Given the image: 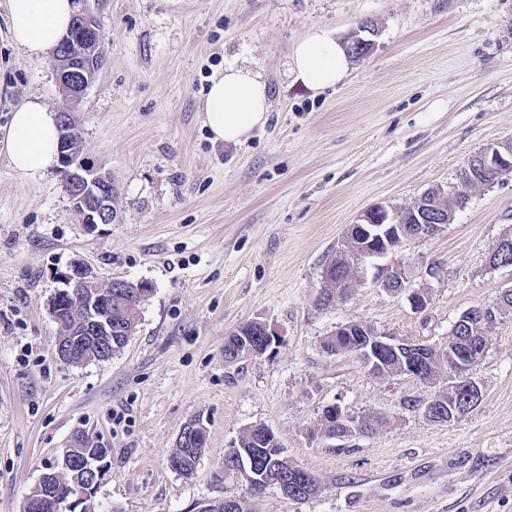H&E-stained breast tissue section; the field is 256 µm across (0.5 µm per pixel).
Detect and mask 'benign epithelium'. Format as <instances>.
Returning a JSON list of instances; mask_svg holds the SVG:
<instances>
[{
  "mask_svg": "<svg viewBox=\"0 0 512 512\" xmlns=\"http://www.w3.org/2000/svg\"><path fill=\"white\" fill-rule=\"evenodd\" d=\"M104 60L102 33L89 6V0H77L75 14V32L67 37L64 47L57 51L53 61L59 87L72 105H77L85 91L95 80ZM60 141L62 146L63 187L76 214L79 223L93 229L100 224L115 221L116 211L113 201L118 195L109 173L81 158L82 149L74 142L73 118L69 111L60 113ZM386 212L381 205H374L359 216L355 224L348 225L341 240L340 250H350L363 260L386 257L395 253L399 246L410 238L409 230L403 224L387 222L375 223L376 217ZM422 223L417 227L416 237H429L446 225L448 219L442 216L421 215ZM362 228L363 237L350 236L353 226ZM372 282L380 288L390 287L398 291L405 287L406 278L402 269L392 265H377ZM62 288L58 289L50 302V310H60L62 300L71 302L70 311L75 313L66 336L56 337L55 347L60 358L65 361L84 364L104 361L125 347L132 331L126 330L119 322H112V289L126 290V300L130 305H139L148 294L143 282L133 283L116 280L104 284L86 266L74 263L60 276ZM249 334L263 335L266 340L261 344L251 341L248 334L237 333L239 348L236 358L259 356L268 348L280 342L279 332L265 321L252 322ZM365 330L355 329L354 324L346 323L336 329L337 336H354L359 342L357 355L363 357V363L372 370L379 365L381 354L389 351L401 361V373L415 378L420 377L423 365L428 363V354L422 348L407 347L400 352L387 337L361 338ZM475 365L454 359L448 390L453 392L452 409L462 408L460 397L470 402L481 393L477 381L473 378ZM327 415L336 418V424L343 429L339 438H349L359 431L357 418L338 404L326 408ZM72 447L80 455V465L84 479L72 484L56 485L51 481L53 472H44L34 491L26 498L25 507H30L36 497L53 490L68 512L77 507L84 508L94 501L95 494L109 470L111 449L97 448L88 440L76 436Z\"/></svg>",
  "mask_w": 512,
  "mask_h": 512,
  "instance_id": "7a95c632",
  "label": "benign epithelium"
}]
</instances>
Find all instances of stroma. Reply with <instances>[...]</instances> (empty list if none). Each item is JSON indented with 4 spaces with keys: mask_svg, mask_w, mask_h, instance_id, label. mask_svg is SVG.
<instances>
[{
    "mask_svg": "<svg viewBox=\"0 0 512 512\" xmlns=\"http://www.w3.org/2000/svg\"><path fill=\"white\" fill-rule=\"evenodd\" d=\"M105 62L76 107L85 157L119 189L114 223L88 230L60 167L20 179L0 155V512L26 494L75 433L109 448L96 512H198L247 497L253 512H512V311L498 314L474 370L481 402L448 422L424 412L448 387L378 377L354 354L325 353L336 328L445 348L460 314L491 306L512 267L489 257L512 231V174L471 191L436 235L389 262L407 288L359 284L322 303V271L349 224L380 204L414 205L459 181L469 156L512 140V0H94ZM375 28L336 88H305L291 54L310 28L347 39ZM260 72L267 123L241 145L213 142L199 110L229 63ZM35 98L66 101L51 55L15 47L0 6V125ZM102 282L146 283L127 346L85 365L62 361L49 304L74 262ZM425 293L414 309L410 292ZM275 326L280 344L224 359L240 324ZM337 403L384 423L313 439ZM207 443L193 476L169 456L191 420ZM269 427L318 483L303 501L250 497L224 474L243 431Z\"/></svg>",
    "mask_w": 512,
    "mask_h": 512,
    "instance_id": "1",
    "label": "stroma"
}]
</instances>
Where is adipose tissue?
Returning a JSON list of instances; mask_svg holds the SVG:
<instances>
[{"label": "adipose tissue", "instance_id": "1", "mask_svg": "<svg viewBox=\"0 0 512 512\" xmlns=\"http://www.w3.org/2000/svg\"><path fill=\"white\" fill-rule=\"evenodd\" d=\"M12 43L42 56L53 51L67 34L76 10L74 0H6ZM291 69L310 91L336 86L348 74L349 57L333 32L310 29L296 44ZM205 124L214 140L238 144L265 125L270 111L267 82L245 66L230 64L214 78L201 103ZM59 117L35 99L17 104L4 131L0 154L18 177L54 167L59 161Z\"/></svg>", "mask_w": 512, "mask_h": 512}]
</instances>
